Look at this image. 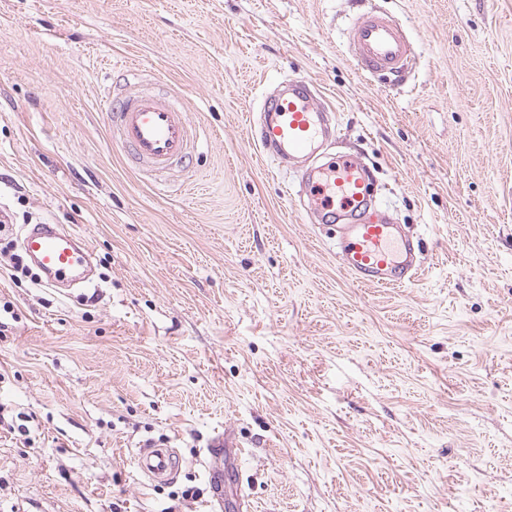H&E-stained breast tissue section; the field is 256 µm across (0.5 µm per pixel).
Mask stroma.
Masks as SVG:
<instances>
[{"label": "stroma", "instance_id": "obj_1", "mask_svg": "<svg viewBox=\"0 0 512 512\" xmlns=\"http://www.w3.org/2000/svg\"><path fill=\"white\" fill-rule=\"evenodd\" d=\"M372 9L414 46L405 84L349 58ZM129 61L200 135L162 187L112 147ZM297 76L415 282L357 283L251 143ZM0 208V512H211L224 431L251 512H512V0H0ZM39 222L81 234L91 287L12 278ZM147 442L172 482L139 473ZM244 448L234 441L230 432L217 434L211 441L208 453L210 456L207 475L212 492L209 506L215 510H223V485L225 473L231 477L238 472V462ZM153 443H145L136 453L135 461L148 481L163 484L172 480L179 470L173 460L170 448H159Z\"/></svg>", "mask_w": 512, "mask_h": 512}]
</instances>
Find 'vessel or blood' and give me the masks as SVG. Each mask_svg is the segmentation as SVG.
Returning <instances> with one entry per match:
<instances>
[{"instance_id":"obj_1","label":"vessel or blood","mask_w":512,"mask_h":512,"mask_svg":"<svg viewBox=\"0 0 512 512\" xmlns=\"http://www.w3.org/2000/svg\"><path fill=\"white\" fill-rule=\"evenodd\" d=\"M350 55L361 73L395 81L405 77L414 47L395 20L370 10L352 28ZM107 119L113 148L149 172L172 169L198 144L183 104L173 96L128 90L109 100ZM333 133L329 110L319 104L315 85L305 78L288 80L283 90L267 95L260 120L251 128L253 140L272 157L312 155L316 145ZM300 178L317 222L340 228L337 256L348 274L363 285L380 288L402 287L416 278L422 259L381 209L366 165L344 156L332 165L304 170ZM21 249L48 286L83 287L90 281L91 252L80 235L64 225L30 226L21 238ZM208 453L210 506L221 512L224 478L236 475L243 450L227 432L212 439ZM135 461L155 484L169 482L179 470L171 450L152 443L139 448Z\"/></svg>"}]
</instances>
